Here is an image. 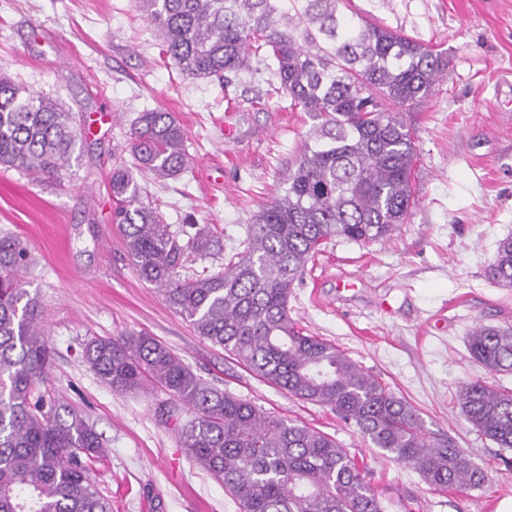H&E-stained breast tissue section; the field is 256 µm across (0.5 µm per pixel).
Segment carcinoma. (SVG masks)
<instances>
[{
    "label": "carcinoma",
    "mask_w": 512,
    "mask_h": 512,
    "mask_svg": "<svg viewBox=\"0 0 512 512\" xmlns=\"http://www.w3.org/2000/svg\"><path fill=\"white\" fill-rule=\"evenodd\" d=\"M180 74L229 81L261 65L290 105L317 120L288 166L284 193L251 220L243 251L214 270L181 277L187 262L223 252L217 233L193 220L174 229L143 195L132 168L174 178L188 167L189 137L174 113L147 110L130 122L132 166L112 168V223L139 276L197 335L292 396L326 406L387 458L412 466L430 487L467 490L485 475L447 435L424 430L416 408L328 341L297 329L288 300L332 238L373 243L405 223L415 204L417 146L400 108L448 75V54L361 19L346 0H137ZM73 113L49 95L0 76V166L57 179L77 147ZM34 257L0 236V512H112L91 473L106 456L84 415L44 389L51 350L44 308L21 287ZM488 275L512 288V237ZM472 358L512 373V325L479 326ZM83 360L115 391L161 387L190 418L179 445L224 484L239 512H384L347 450L325 433L273 415L204 383L145 333L96 337ZM467 421L512 449V392L468 381L456 394Z\"/></svg>",
    "instance_id": "carcinoma-1"
}]
</instances>
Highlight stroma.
Here are the masks:
<instances>
[{"label":"stroma","mask_w":512,"mask_h":512,"mask_svg":"<svg viewBox=\"0 0 512 512\" xmlns=\"http://www.w3.org/2000/svg\"><path fill=\"white\" fill-rule=\"evenodd\" d=\"M344 13L448 52L452 68L403 109L418 153L409 220L371 244L328 241L295 283L290 316L411 402L426 429L466 449L486 481L464 492L430 488L330 408L297 399L198 336L128 258L109 178L128 156L130 120L153 109L175 113L186 129L189 169L136 180L166 223L191 215L215 227L221 262L242 251L251 216L283 192L314 125L276 94L273 73L244 72L226 86L181 75L135 0H0V75L49 94L81 129L80 157L57 180L0 168V232L36 258L21 282L44 306L53 348L46 387L82 409L107 448L93 477L112 512H239L180 448L185 409L164 418L167 392L112 390L83 361L92 337L131 331L163 342L213 386L334 438L385 512H497L512 501V450L474 429L456 400L476 379L512 390V374L490 375L467 347L475 326L512 324V288L487 276L499 241L512 236V0H347ZM342 280L363 288L339 292Z\"/></svg>","instance_id":"1"}]
</instances>
